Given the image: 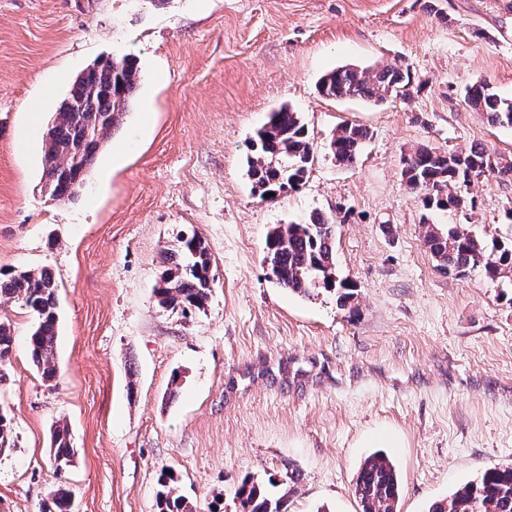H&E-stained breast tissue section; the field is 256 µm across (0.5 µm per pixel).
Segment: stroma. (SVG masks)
Segmentation results:
<instances>
[{"label":"stroma","instance_id":"1","mask_svg":"<svg viewBox=\"0 0 512 512\" xmlns=\"http://www.w3.org/2000/svg\"><path fill=\"white\" fill-rule=\"evenodd\" d=\"M134 55L121 127L74 199H52L43 151L56 112L95 61ZM408 68L409 99L321 96L342 66ZM484 82L512 98V0H0V269L57 280V377L14 330L0 407V512H40L57 488L73 512H156L173 470L199 512H238L244 476L295 477L288 512H361L353 485L374 452L400 478L399 512H427L486 469L512 464V299L474 270L440 271L418 193L401 177L419 145L512 156V128L464 102ZM299 112L314 153L305 182L260 198L248 140L268 112ZM370 131L343 165L337 126ZM474 208L434 215L512 237V180L474 182ZM343 212L336 266L358 289L305 298L268 275L265 239L310 212ZM207 242L217 283L204 311L162 309L160 252ZM67 425L75 457L56 469Z\"/></svg>","mask_w":512,"mask_h":512}]
</instances>
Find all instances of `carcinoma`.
I'll return each mask as SVG.
<instances>
[{
    "instance_id": "obj_1",
    "label": "carcinoma",
    "mask_w": 512,
    "mask_h": 512,
    "mask_svg": "<svg viewBox=\"0 0 512 512\" xmlns=\"http://www.w3.org/2000/svg\"><path fill=\"white\" fill-rule=\"evenodd\" d=\"M137 58L103 59L95 63L70 91L71 105L56 113L43 156L46 188L53 199H72L94 163L97 153L120 127L136 92ZM422 87L409 69L398 65L372 70L348 67L334 69L319 81V93L332 98H361L384 102L408 98ZM467 105L486 115L493 126L512 127V99L503 98L485 83L466 87ZM370 139L367 128L345 123L336 128L329 148L337 162L353 164ZM248 175L260 197L279 195L304 181L313 158V143L300 113L282 106L268 114L266 123L251 139ZM402 176L408 187L420 194L427 211H458L474 205L462 189L482 177L512 180V158L490 152L476 144L464 154L420 146L404 159ZM424 244L436 266L464 275L482 270L504 288H512V239L487 241L464 224L446 228L422 217ZM336 220L312 212L299 222L279 224L268 231L266 256L270 278L280 287L309 297L317 289L336 295V305L355 309L357 290L341 278L335 262ZM164 271L155 293L158 304L183 315L208 305L214 284L211 253L198 234L181 236L177 244L163 251ZM56 282L46 270L0 271V300L23 301L37 316L30 334V354L45 381L55 379L53 365L57 337ZM13 329L0 316V372L10 362ZM14 447L11 419L0 410V454ZM52 449L57 466H67L74 457L67 427L56 428ZM173 473H160L156 507L158 512H197L178 493ZM280 486L270 478L264 483L244 477L236 490L239 512H288L287 489L276 496ZM354 495L362 512H397L399 478L392 461L374 453L361 464L354 483ZM70 502L62 490L51 493L42 512H69ZM429 512H512V465L488 468L448 498L433 503Z\"/></svg>"
}]
</instances>
